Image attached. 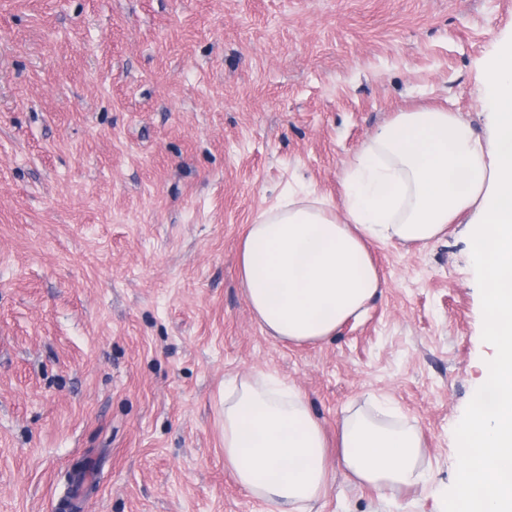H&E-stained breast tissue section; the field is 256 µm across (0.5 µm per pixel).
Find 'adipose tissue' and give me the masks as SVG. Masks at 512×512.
<instances>
[{
    "instance_id": "obj_1",
    "label": "adipose tissue",
    "mask_w": 512,
    "mask_h": 512,
    "mask_svg": "<svg viewBox=\"0 0 512 512\" xmlns=\"http://www.w3.org/2000/svg\"><path fill=\"white\" fill-rule=\"evenodd\" d=\"M494 131L440 109L398 113L363 144L341 178L342 211L315 195L262 212L241 241L246 300L274 339L316 343L334 336L377 294L372 243L425 244L472 212V264L484 276L487 362L473 415L454 454L451 512H512V40L482 78ZM224 467L266 512H312L332 479L322 428L302 394L261 373L224 381ZM341 461L379 489L425 482L418 434L402 423L344 416Z\"/></svg>"
}]
</instances>
